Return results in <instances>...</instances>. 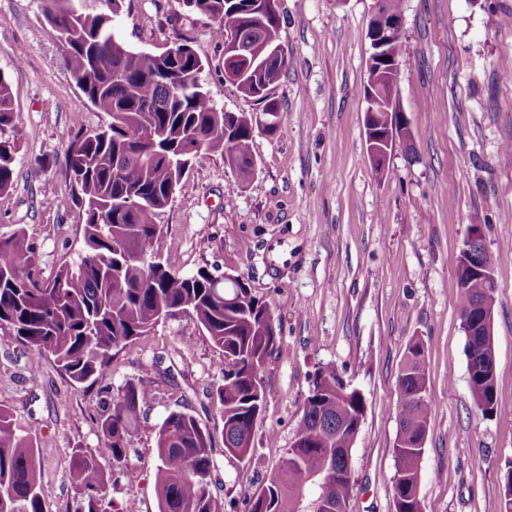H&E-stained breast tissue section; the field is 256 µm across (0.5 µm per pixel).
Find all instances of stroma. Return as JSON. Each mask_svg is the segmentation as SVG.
<instances>
[{
	"mask_svg": "<svg viewBox=\"0 0 512 512\" xmlns=\"http://www.w3.org/2000/svg\"><path fill=\"white\" fill-rule=\"evenodd\" d=\"M403 0L396 86L411 139L374 172L364 138L365 38L375 0H278L288 63L274 89L276 134L255 133L254 174L199 158L160 216L155 248L174 272L241 276L267 301L280 342L262 372L266 404L250 458L214 441L211 492L245 505L293 443L318 370L336 369L366 412L351 449L349 512H394L397 377L413 342L425 347L434 403L422 459L425 512H501L512 465V261L493 266L497 405L477 412L458 319L456 266L470 228L491 253L512 244V0ZM116 30L135 50L189 44L202 59L212 105L252 112L224 79L212 22L177 0H124ZM0 76L19 116L14 185L0 195V236L24 230L44 277L82 245L64 150L77 129L107 122L72 78L42 0H0ZM28 350L0 335V408L30 439L50 512H82L68 477L76 448L100 445L96 395L141 376L155 399L141 413L121 468L101 461L108 496L157 512L156 433L173 411L213 429L224 353L177 313L117 351L92 388L70 384L52 360L38 375Z\"/></svg>",
	"mask_w": 512,
	"mask_h": 512,
	"instance_id": "obj_1",
	"label": "stroma"
}]
</instances>
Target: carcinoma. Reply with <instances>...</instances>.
Wrapping results in <instances>:
<instances>
[{
  "instance_id": "carcinoma-1",
  "label": "carcinoma",
  "mask_w": 512,
  "mask_h": 512,
  "mask_svg": "<svg viewBox=\"0 0 512 512\" xmlns=\"http://www.w3.org/2000/svg\"><path fill=\"white\" fill-rule=\"evenodd\" d=\"M79 0H43L44 17L61 44L70 73L90 103L109 115L105 127L79 131L64 152L72 183L64 207H79L83 249L78 260L41 277L40 253L24 232L0 236V334L31 353V375L41 360L53 359L74 385L91 386L109 370L113 352L149 335L163 319L185 313L224 352V383L215 390L221 405L224 448L243 460L252 452L266 392L260 373L278 348L280 329L270 305L244 281L226 280L207 269L181 275L154 253L158 218L202 155H219L240 175L253 171L251 144L256 112H223L210 102L201 79L204 63L192 47L174 56L134 51L116 37L114 18L122 0H105L108 12L82 13ZM182 9L213 21L221 42H238L261 52L258 62L225 61L235 85L271 116L264 131L278 129L279 106L272 96L285 63L267 58L278 45L280 20H271L258 0H177ZM390 68L368 70L365 98L376 114L365 116L367 154L391 138H409L408 120L394 113L380 122L389 104ZM18 115L9 83L0 76V193L13 187L19 144ZM489 284L476 277L459 288L458 318L485 296ZM494 344H466L469 389L482 415L496 409V382L478 364L492 362ZM427 383L424 346H409L398 376L396 413L401 430L393 446L395 512H424L419 493L422 437L433 412L418 393ZM154 399L152 381L140 377L117 394L99 397L101 446L75 451L69 466L74 490L87 512H100L107 496L101 471L104 457L121 465L132 445L138 414ZM366 401L343 386L336 370L318 371L302 406L294 442L281 466L271 472L247 503L246 512H298L307 486L329 483L347 500L352 492L349 462L338 465L336 451L352 447ZM158 512H225L210 491L212 434L197 419L175 411L157 431ZM345 476L336 477V467ZM0 512H49L34 449L0 408Z\"/></svg>"
}]
</instances>
